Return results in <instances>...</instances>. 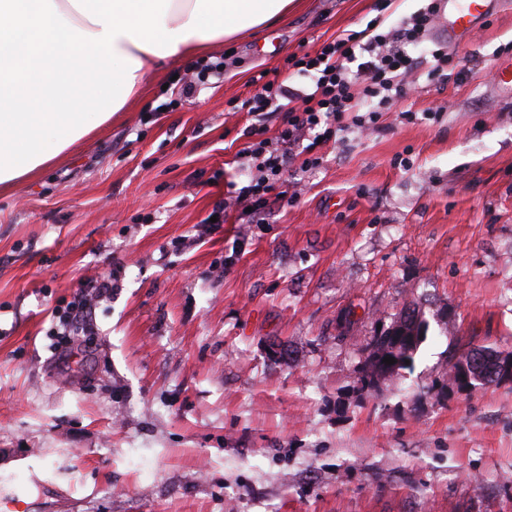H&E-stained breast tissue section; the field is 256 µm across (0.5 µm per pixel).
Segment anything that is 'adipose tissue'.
Masks as SVG:
<instances>
[{"label": "adipose tissue", "instance_id": "adipose-tissue-1", "mask_svg": "<svg viewBox=\"0 0 512 512\" xmlns=\"http://www.w3.org/2000/svg\"><path fill=\"white\" fill-rule=\"evenodd\" d=\"M294 0H0V187L123 111L155 62L287 16Z\"/></svg>", "mask_w": 512, "mask_h": 512}]
</instances>
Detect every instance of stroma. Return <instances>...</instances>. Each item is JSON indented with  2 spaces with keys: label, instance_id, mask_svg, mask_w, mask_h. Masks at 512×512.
Instances as JSON below:
<instances>
[{
  "label": "stroma",
  "instance_id": "obj_1",
  "mask_svg": "<svg viewBox=\"0 0 512 512\" xmlns=\"http://www.w3.org/2000/svg\"><path fill=\"white\" fill-rule=\"evenodd\" d=\"M430 0H298L261 36L213 45L223 82L157 114L200 58L150 70L125 111L0 190V499L26 512H512V383L443 379L473 348L512 351V4L430 74L440 36L380 132L287 174L295 203L238 209L251 77ZM184 236L196 237L189 248ZM244 241L239 253L233 242ZM232 265H225V257ZM108 277L112 295L95 300ZM92 328L54 352L64 309ZM414 303L411 369L357 388L363 348Z\"/></svg>",
  "mask_w": 512,
  "mask_h": 512
}]
</instances>
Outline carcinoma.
<instances>
[{"mask_svg": "<svg viewBox=\"0 0 512 512\" xmlns=\"http://www.w3.org/2000/svg\"><path fill=\"white\" fill-rule=\"evenodd\" d=\"M427 330V323L416 313V310L413 308L406 309L387 329L375 338L371 348L368 349L358 378L359 391L366 396H370L374 390V378L392 377L399 374L401 370L411 368V360L414 359L418 347L424 336L427 335ZM404 335L414 337V341L407 346H396L394 337ZM500 354H502V351L493 348H486L480 353L482 363L478 373L480 377L479 388L483 389L502 384V381L492 371L494 359ZM386 356L395 358L396 363L385 364L383 359Z\"/></svg>", "mask_w": 512, "mask_h": 512, "instance_id": "1", "label": "carcinoma"}]
</instances>
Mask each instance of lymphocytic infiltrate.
I'll return each mask as SVG.
<instances>
[{"instance_id": "obj_1", "label": "lymphocytic infiltrate", "mask_w": 512, "mask_h": 512, "mask_svg": "<svg viewBox=\"0 0 512 512\" xmlns=\"http://www.w3.org/2000/svg\"><path fill=\"white\" fill-rule=\"evenodd\" d=\"M383 40L380 34L368 40L360 32L345 33L318 49L288 54L271 75L252 77L254 92L244 105L253 121L243 131L246 143L237 154L252 177L235 196L216 204L213 216L223 218L228 207L236 206L243 223H264L271 198L287 197L291 164L320 167L323 144L339 141L353 128L379 129L382 107L404 96L405 77L414 65L401 49L377 52ZM296 77L309 79L306 90L291 87ZM274 112L282 120L271 138L264 118Z\"/></svg>"}]
</instances>
